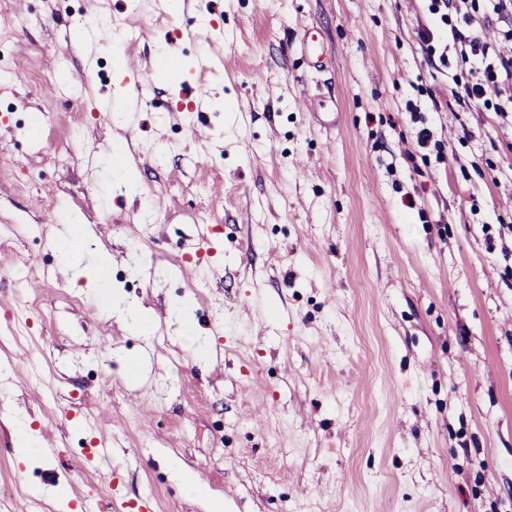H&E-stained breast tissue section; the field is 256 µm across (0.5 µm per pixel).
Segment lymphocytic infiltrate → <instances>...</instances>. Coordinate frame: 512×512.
Segmentation results:
<instances>
[{
  "mask_svg": "<svg viewBox=\"0 0 512 512\" xmlns=\"http://www.w3.org/2000/svg\"><path fill=\"white\" fill-rule=\"evenodd\" d=\"M431 24L419 34L429 61L448 63L449 43L460 44L467 66L455 79L451 95L459 101H477L501 118L512 115V0H427ZM502 24L501 46L484 42L483 25Z\"/></svg>",
  "mask_w": 512,
  "mask_h": 512,
  "instance_id": "lymphocytic-infiltrate-1",
  "label": "lymphocytic infiltrate"
}]
</instances>
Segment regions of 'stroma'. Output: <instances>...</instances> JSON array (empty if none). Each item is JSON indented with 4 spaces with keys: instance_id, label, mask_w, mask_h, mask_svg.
I'll use <instances>...</instances> for the list:
<instances>
[{
    "instance_id": "stroma-1",
    "label": "stroma",
    "mask_w": 512,
    "mask_h": 512,
    "mask_svg": "<svg viewBox=\"0 0 512 512\" xmlns=\"http://www.w3.org/2000/svg\"><path fill=\"white\" fill-rule=\"evenodd\" d=\"M102 11L139 30L124 54L177 62L119 125L106 107L132 71L112 42L74 38ZM430 21L422 0H0L11 512L61 481L68 512L84 498L205 512L174 460L227 512H512V122L451 96L456 67L419 41ZM21 58L32 82L11 78ZM425 126L443 154L418 146ZM71 217L86 263L111 257L101 285L56 249ZM200 224L213 254L193 249ZM177 303L195 343L175 333ZM17 422L40 445L25 461ZM101 437L116 449L98 462ZM172 475L179 483L185 493L205 503L208 512H223L224 499L213 497L206 487H203L196 480L192 471L186 470L177 464H172Z\"/></svg>"
}]
</instances>
